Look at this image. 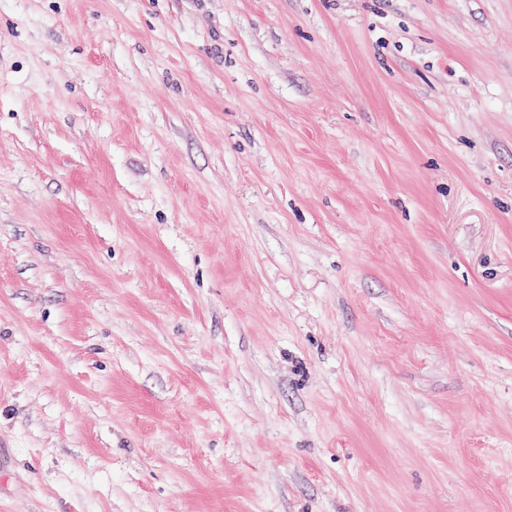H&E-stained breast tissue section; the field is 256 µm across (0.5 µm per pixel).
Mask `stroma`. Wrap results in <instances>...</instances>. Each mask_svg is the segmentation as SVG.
<instances>
[{
  "mask_svg": "<svg viewBox=\"0 0 512 512\" xmlns=\"http://www.w3.org/2000/svg\"><path fill=\"white\" fill-rule=\"evenodd\" d=\"M0 512H512V0H0Z\"/></svg>",
  "mask_w": 512,
  "mask_h": 512,
  "instance_id": "obj_1",
  "label": "stroma"
}]
</instances>
